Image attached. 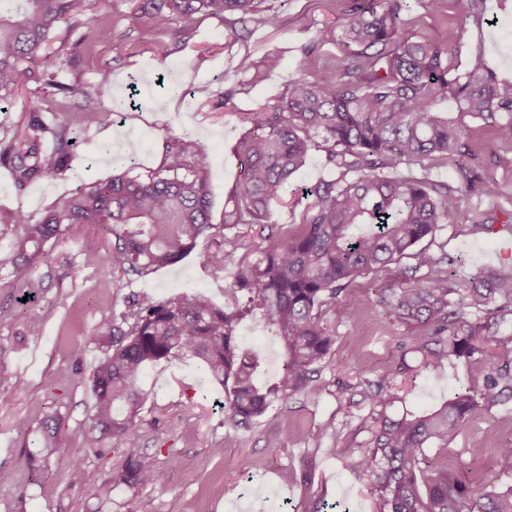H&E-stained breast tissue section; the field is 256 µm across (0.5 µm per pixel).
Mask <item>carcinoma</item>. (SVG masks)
<instances>
[{
  "label": "carcinoma",
  "mask_w": 512,
  "mask_h": 512,
  "mask_svg": "<svg viewBox=\"0 0 512 512\" xmlns=\"http://www.w3.org/2000/svg\"><path fill=\"white\" fill-rule=\"evenodd\" d=\"M266 0H140L130 15L148 17L163 27L179 19L192 28L196 14L215 11L236 16L235 22L273 25ZM463 18H480L487 0H453ZM94 0H0V90L33 83L43 91V107L28 114L23 127L0 131V165L9 168L16 187L37 178L66 176L72 150L67 125L48 123L43 113L57 111L47 87L53 75L27 66L51 56L60 24L82 26L91 19ZM410 0H350L342 33L336 81L305 75L288 83V93L271 106L251 113L252 127L238 142L241 175L224 228L264 224L269 207L280 202L285 188L304 165L308 152L325 149L338 177L305 191L311 201L302 223L283 229L265 224L274 246L251 262L238 259L219 242L205 261L233 269L234 300L250 294L263 317L275 328L282 365L271 383L259 378V363L237 335L240 312L221 309L182 295L157 301L132 296L120 318L105 327L110 349L91 379L94 403L88 416L84 447L99 448L119 437L126 448L112 480L97 487L92 512H107L112 491L161 487L167 471L149 462L139 449L136 416L145 391L148 365L191 357L211 380L224 384L226 422L249 427L277 401L306 392L326 364L334 343L330 319L352 315L339 296L358 276L380 270L406 255L416 244L461 211L475 186L490 195L494 187L471 164L467 119L491 124L497 137L512 142V80L500 79L481 51L473 52L465 70L451 61L462 31L451 29L445 42L414 39L405 30ZM279 65L275 54L256 65L241 58L239 70L258 83ZM69 91L84 98L95 112L104 108L77 85ZM53 153L42 148L45 137ZM456 167V187L431 178L424 159ZM206 150L178 141L172 161L144 177L125 172L81 185L38 221L21 208L0 209V271L18 272L45 254V245L77 224H95L112 235V250L97 241L82 246L85 264L116 263L140 277L174 264L197 240L212 234L211 200L204 177ZM407 172L399 174L400 167ZM420 277L392 280L378 289L377 303L393 323L428 329L414 344L421 355L416 382L424 371L445 364L464 365L473 385L453 393L430 410L393 414V397L383 383L366 382L363 401L373 419L371 447L350 466L365 470L379 465L375 491L380 512H512V486L489 481L473 488L463 471L426 454L445 448L477 412H489L512 399V334L501 335L492 319L512 311V264L478 273L460 290L452 283L448 259L425 258ZM59 417L42 423L28 455V467L41 471L60 448Z\"/></svg>",
  "instance_id": "1"
}]
</instances>
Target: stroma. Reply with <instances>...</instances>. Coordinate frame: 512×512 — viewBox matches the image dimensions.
<instances>
[{"label": "stroma", "instance_id": "35a3bbf8", "mask_svg": "<svg viewBox=\"0 0 512 512\" xmlns=\"http://www.w3.org/2000/svg\"><path fill=\"white\" fill-rule=\"evenodd\" d=\"M139 0H103L93 15L107 27L98 36L91 26L60 28L66 47L49 59L34 62L39 73L53 74L60 89L54 98L59 119L68 120L75 140L67 177L36 179L17 189L9 168L0 166V209L22 208L41 216L80 185L132 170L145 175L170 163L174 141L206 147L205 173L211 220L224 221V205L241 173L237 142L250 124L247 112L276 101L291 79L306 75L333 80L338 75L336 32L345 20L347 0H270L276 25L250 23L243 39L233 40L231 16L210 11L197 14L192 29L179 21L156 28L149 19L131 23L128 15ZM480 19L460 21L452 0H411L407 31L444 41L449 29L462 28L459 62L482 50L498 77L512 80V0H489ZM280 58L266 80L253 84L240 73V58ZM174 74L181 93L169 92L160 75ZM81 83L103 106L127 97L130 107L117 115L81 111V97L66 88ZM472 151L483 162L496 187L492 195L468 196L463 209L439 225L409 255L387 269L357 277L343 292L352 317L333 321L336 342L314 386L307 393L275 402L266 415L246 429L224 423V389L205 380L199 365L173 359L149 366L146 392L137 416L139 446L157 463L175 453L178 464L164 486L133 492L116 488L112 512H312L316 504H341L350 512H379L372 472L353 470L350 461L369 446L368 407L361 393L365 381L385 380L410 408L442 402L465 380L463 370L443 369L411 380L416 363L412 351L421 327L389 321L376 302L388 279L414 274L422 257L448 255L457 285L492 269L503 238L512 236L501 218L512 213V143L500 141L489 124L468 123ZM322 149H312L305 166L285 192V202L271 208L273 224H297L307 203L305 188L336 179ZM101 228L82 224L48 243V253L26 269L38 282L36 297L18 303L13 275L0 274V307L14 311L11 327L0 329V364L24 384H0V470L13 480L0 485V512H85L96 486L112 476L122 444L106 440L103 457L88 455L83 432L94 398L89 383L105 347L87 344L82 356L74 346L126 309L131 295L147 294L165 301L188 294L223 305L232 282L230 270L203 265L201 257L215 248L213 237H201L194 250L174 265L148 277L123 274L120 267L86 266L81 243L104 239ZM237 304L244 315L238 333L242 343L261 349V378L274 380L281 365L275 331L247 294ZM80 368L83 380L71 371ZM63 419L61 453L47 470L32 476L27 455L32 436L15 424L28 420L38 427L49 415ZM429 456L472 476L512 485V402L475 414L447 449L430 448ZM86 459L84 482H69L71 457Z\"/></svg>", "mask_w": 512, "mask_h": 512}]
</instances>
